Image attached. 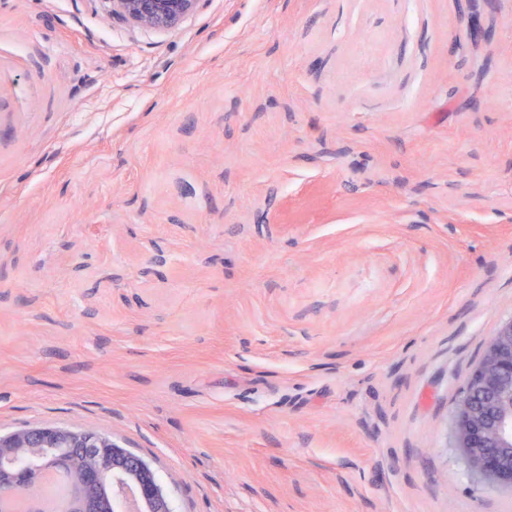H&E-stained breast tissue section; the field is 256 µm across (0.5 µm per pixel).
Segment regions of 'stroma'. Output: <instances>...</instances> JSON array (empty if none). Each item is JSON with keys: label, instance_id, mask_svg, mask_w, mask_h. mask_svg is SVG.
<instances>
[{"label": "stroma", "instance_id": "1", "mask_svg": "<svg viewBox=\"0 0 512 512\" xmlns=\"http://www.w3.org/2000/svg\"><path fill=\"white\" fill-rule=\"evenodd\" d=\"M511 316L512 0H0V433L174 512H512L452 446ZM112 17L136 27L176 30L200 0H107ZM46 456H65L73 484L83 489L79 512H172V501L152 466L141 456L120 448L109 438L92 430L73 432L57 427H42L0 435V487L14 493L24 486L27 469ZM85 456L89 463L71 469V463ZM55 459H47L30 471L23 489L3 503L0 512H18L22 503L40 492L45 511L72 512L71 491L46 498L44 480L56 468ZM128 479L132 486L126 485ZM10 481L11 483H4ZM108 487L111 502L100 505L96 496L101 486Z\"/></svg>", "mask_w": 512, "mask_h": 512}]
</instances>
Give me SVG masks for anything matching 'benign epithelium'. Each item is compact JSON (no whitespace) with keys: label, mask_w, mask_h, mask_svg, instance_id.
Segmentation results:
<instances>
[{"label":"benign epithelium","mask_w":512,"mask_h":512,"mask_svg":"<svg viewBox=\"0 0 512 512\" xmlns=\"http://www.w3.org/2000/svg\"><path fill=\"white\" fill-rule=\"evenodd\" d=\"M110 13L136 27L172 31L200 0H108ZM454 428L455 447L486 484L512 490V316L501 322L464 385ZM46 456L71 464L83 489L80 512H173L172 501L152 466L142 457L92 430L42 427L0 435V489L24 486L27 469Z\"/></svg>","instance_id":"7a95c632"}]
</instances>
